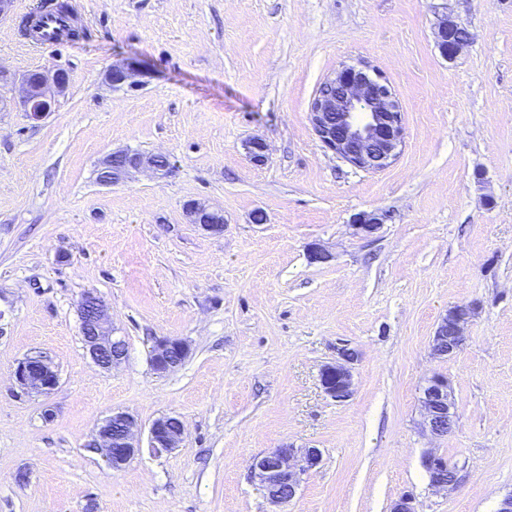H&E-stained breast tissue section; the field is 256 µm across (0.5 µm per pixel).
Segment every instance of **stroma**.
Segmentation results:
<instances>
[{
	"mask_svg": "<svg viewBox=\"0 0 512 512\" xmlns=\"http://www.w3.org/2000/svg\"><path fill=\"white\" fill-rule=\"evenodd\" d=\"M41 2L0 20L1 69L68 76L42 120L0 112V512H269L250 467L288 444L322 459L285 512H390L404 495L415 512H497L512 493V0H77L85 36L31 48L19 15ZM445 20L471 36L454 58ZM127 62L138 85L110 88ZM362 62L402 109L401 154L377 172L326 149L308 114L325 77ZM122 149L172 172L100 184ZM191 202L221 209L223 232L188 223ZM88 292L126 343L109 370L83 346ZM463 303L464 347L435 355ZM161 337L189 353L160 375ZM341 341L358 359L338 402L319 373ZM29 355L54 364L50 393L16 387ZM436 374L455 412L441 437L421 406ZM116 412L141 432L118 471L90 446ZM164 415L186 432L157 456ZM430 450L459 467L455 488L430 486Z\"/></svg>",
	"mask_w": 512,
	"mask_h": 512,
	"instance_id": "obj_1",
	"label": "stroma"
}]
</instances>
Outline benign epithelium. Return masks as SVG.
Segmentation results:
<instances>
[{
	"instance_id": "benign-epithelium-1",
	"label": "benign epithelium",
	"mask_w": 512,
	"mask_h": 512,
	"mask_svg": "<svg viewBox=\"0 0 512 512\" xmlns=\"http://www.w3.org/2000/svg\"><path fill=\"white\" fill-rule=\"evenodd\" d=\"M440 40L448 41V55L455 56L468 44V33L456 32V25L444 22L438 31ZM138 72L129 65H114L106 74V83L113 89L137 83ZM67 85L64 70L35 71L23 76L16 96H0V112L18 107L34 120L44 118ZM310 121L323 145L354 167L364 171H380L389 167L400 155L404 140L399 100L382 75L367 63L342 65L322 82V91L315 94L309 106ZM106 173L103 184L112 185L139 172L166 176L170 166L160 163V155L118 150L100 165ZM188 223L198 224L208 232L224 231V213L200 203L185 207ZM469 305L453 307L436 328L432 347L448 357L459 352L466 340L463 323L472 314ZM84 347L91 360L109 370L125 357L123 339L114 336L109 306L96 294H85L78 307ZM189 353L188 344L180 339L163 337L156 341L151 365L159 374L178 367ZM357 353L343 345L336 348V359L321 370L320 383L324 393L344 401L352 394V365ZM18 388L26 393H48L58 383V374L50 360L26 357L14 368ZM424 427L435 436L452 431L454 403L448 379L432 377L423 390ZM136 422L124 412H116L98 427L90 446L102 450L114 470L127 465L140 451L134 428ZM185 432L183 421L175 416H162L150 427L149 444L161 454L180 447ZM321 452L316 448L299 451L290 446L275 448L254 459L251 478L257 483L269 504L281 508L297 494L302 476L316 467ZM430 485L450 489L458 481L455 467L445 457L430 451L423 461Z\"/></svg>"
}]
</instances>
